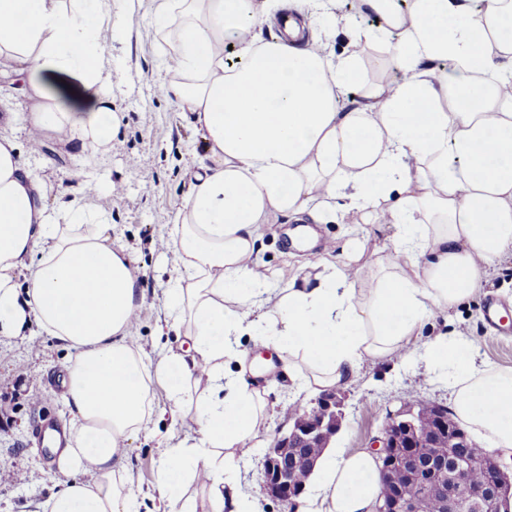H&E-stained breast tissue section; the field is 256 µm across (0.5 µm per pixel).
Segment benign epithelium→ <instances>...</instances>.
<instances>
[{"mask_svg":"<svg viewBox=\"0 0 512 512\" xmlns=\"http://www.w3.org/2000/svg\"><path fill=\"white\" fill-rule=\"evenodd\" d=\"M321 416L307 410L293 418L288 433L276 439L264 457V483L268 494L282 502H291L306 490V482L297 481L302 473L313 474L321 452L341 427L342 412L334 394L318 399ZM423 408L433 410L434 425L429 434L420 433L415 421ZM448 435V410L414 402L389 418L382 435L373 439L371 448L377 455L379 472L384 481L378 512H411L407 495L394 493L385 485L394 470L410 477L412 492L431 495L441 512H500L512 500V476L496 458L484 468L481 478L471 480L474 462L452 448H441L438 439Z\"/></svg>","mask_w":512,"mask_h":512,"instance_id":"obj_1","label":"benign epithelium"}]
</instances>
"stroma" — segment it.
<instances>
[{
  "instance_id": "obj_1",
  "label": "stroma",
  "mask_w": 512,
  "mask_h": 512,
  "mask_svg": "<svg viewBox=\"0 0 512 512\" xmlns=\"http://www.w3.org/2000/svg\"><path fill=\"white\" fill-rule=\"evenodd\" d=\"M132 8L137 19L133 27L112 24V40L106 57L109 61L107 88L112 95V110L117 115L111 142L84 150L74 143L58 140L46 132L40 151L29 147V119L37 99L28 97L14 73L15 64L0 57V101L7 103L16 120H0V132L14 135L23 161L46 183L50 197L62 196L87 203L105 212L112 224V242L122 246L138 269L145 302L131 331L130 345L145 361H156L164 346L157 327L165 311V293L175 274L172 254L159 243L169 232L177 209L188 192L194 162L203 152L200 135L190 123V115L173 100L158 95L160 83L176 80L174 71L162 64L164 36L152 22L154 0H118L117 10ZM123 186V196H115V186ZM288 227L273 224L267 229L260 253L268 285L282 288L307 259V252L296 249L287 235ZM319 236L325 239V258L344 260L346 249L355 243L368 247L362 263L374 259L370 245L387 249L392 231L371 227L369 232L352 234L346 224H322ZM496 300L512 317V261L504 260L490 274V285L482 295L453 309L449 320H435L423 332L430 340L453 330L468 336L477 361L512 367V326L491 331L484 322L487 300ZM69 350L45 333L33 336L0 337V512H43V504L64 477L55 462L49 461L33 436L35 425L44 418L69 424L72 415L63 378ZM259 389L272 402L314 405L316 396L303 382H291L282 367L258 373ZM451 389L446 378L429 373L420 360L385 365L362 360L352 383L338 390L343 413L342 426L332 445L355 452L369 449L388 418L412 396L443 406L450 403ZM288 417L268 415L260 425L258 444L252 456L233 462L230 470L239 489L254 499L258 512H294L293 508L269 497L263 486V458L275 437L286 432ZM176 432L192 438L196 426L191 419L177 425L161 423L153 435L132 436L128 467L134 478L132 490L143 505H150L158 481L157 442ZM25 471L27 485L16 484L13 476Z\"/></svg>"
}]
</instances>
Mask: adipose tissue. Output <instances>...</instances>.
<instances>
[{
    "mask_svg": "<svg viewBox=\"0 0 512 512\" xmlns=\"http://www.w3.org/2000/svg\"><path fill=\"white\" fill-rule=\"evenodd\" d=\"M112 2L0 0V55L19 74L43 75L30 84L40 101L33 123L84 148L110 142L115 129L101 35ZM342 5L159 0L154 22L177 72L163 94L190 112L204 153L167 240L177 270L164 326L187 343L157 362L127 342L144 294L107 218L77 200L50 206L17 141L0 134V336L35 325L72 353V420L56 458L66 480L45 512H140L126 442L155 417L156 383L171 419L191 418L199 433L165 439L160 498L182 499L185 480H199L208 512H254L214 463L244 454L263 414L245 374L224 371L241 336L279 337L284 374L295 378L294 358H308L319 391L348 386L362 359L422 355L450 380L455 416L512 456V367L476 362L460 333L413 342L512 256V0ZM273 10L283 34L265 40L257 31ZM305 16L329 35L345 27L346 53L306 37ZM367 45L394 67L390 81L366 85ZM281 218L386 224L392 246L368 270L359 247L343 262L315 256L273 295L258 254L265 225ZM315 471L322 495L301 512H374L381 484L371 453L339 449Z\"/></svg>",
    "mask_w": 512,
    "mask_h": 512,
    "instance_id": "adipose-tissue-1",
    "label": "adipose tissue"
}]
</instances>
